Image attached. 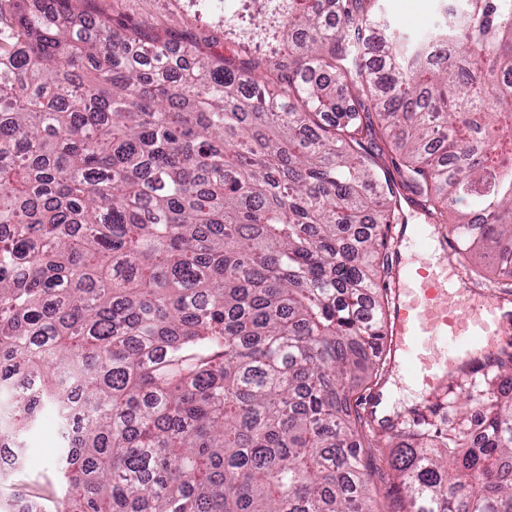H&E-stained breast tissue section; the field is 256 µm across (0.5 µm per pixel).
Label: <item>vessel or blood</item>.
Returning a JSON list of instances; mask_svg holds the SVG:
<instances>
[{"mask_svg": "<svg viewBox=\"0 0 512 512\" xmlns=\"http://www.w3.org/2000/svg\"><path fill=\"white\" fill-rule=\"evenodd\" d=\"M432 249L427 226L405 240L390 292L387 349L415 383L438 393L448 375L493 353L512 316L496 295L458 293L453 266L433 263Z\"/></svg>", "mask_w": 512, "mask_h": 512, "instance_id": "obj_1", "label": "vessel or blood"}]
</instances>
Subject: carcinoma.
Listing matches in <instances>:
<instances>
[{
	"instance_id": "obj_1",
	"label": "carcinoma",
	"mask_w": 512,
	"mask_h": 512,
	"mask_svg": "<svg viewBox=\"0 0 512 512\" xmlns=\"http://www.w3.org/2000/svg\"><path fill=\"white\" fill-rule=\"evenodd\" d=\"M0 0V443L54 412L35 512H371L392 224L409 191L512 282V0H184L173 46ZM402 157L393 181L368 143ZM391 460L407 512H512V357ZM81 421L73 444L70 418ZM381 3L390 24L405 33H427L437 21L438 0H383Z\"/></svg>"
}]
</instances>
